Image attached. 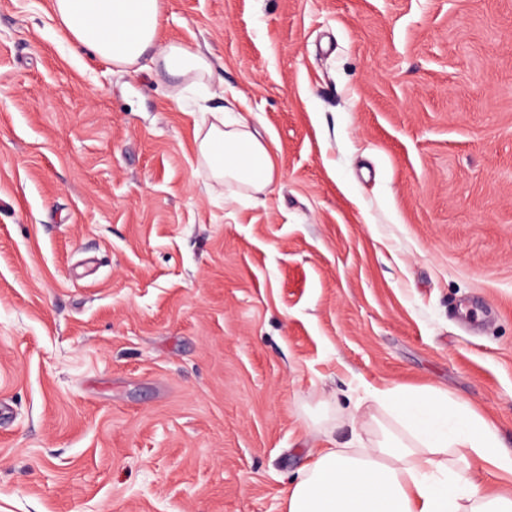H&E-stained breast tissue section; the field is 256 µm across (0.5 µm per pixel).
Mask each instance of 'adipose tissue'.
Instances as JSON below:
<instances>
[{
  "label": "adipose tissue",
  "instance_id": "ef3b65f1",
  "mask_svg": "<svg viewBox=\"0 0 512 512\" xmlns=\"http://www.w3.org/2000/svg\"><path fill=\"white\" fill-rule=\"evenodd\" d=\"M55 15L71 41L113 65H139L158 49L164 70L192 86L206 85L207 58L181 42L158 45L161 0H55ZM216 185L233 180L266 192L275 177L269 147L244 130L242 119L211 124L199 143ZM373 400L394 422L373 448L351 454L319 448L301 478L288 488L287 512H512V497L481 490L473 476L449 469V449L460 448L485 466L512 474L480 412L449 400L446 391L389 384Z\"/></svg>",
  "mask_w": 512,
  "mask_h": 512
}]
</instances>
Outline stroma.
<instances>
[{"label":"stroma","instance_id":"obj_1","mask_svg":"<svg viewBox=\"0 0 512 512\" xmlns=\"http://www.w3.org/2000/svg\"><path fill=\"white\" fill-rule=\"evenodd\" d=\"M162 7L216 98L0 0V512H286L392 382L512 452V0ZM217 111L266 193L215 188ZM243 118L212 123L199 143L201 157L211 169L218 187L233 180L265 193L272 185L275 168L270 148L250 131L242 130Z\"/></svg>","mask_w":512,"mask_h":512}]
</instances>
